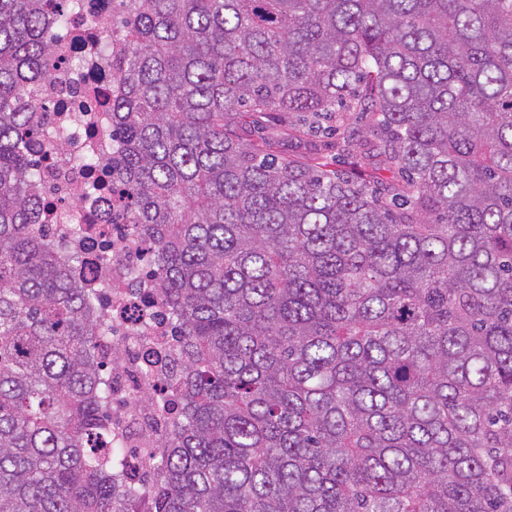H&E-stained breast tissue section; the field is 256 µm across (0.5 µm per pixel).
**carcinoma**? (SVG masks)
Returning <instances> with one entry per match:
<instances>
[{
	"label": "carcinoma",
	"instance_id": "carcinoma-1",
	"mask_svg": "<svg viewBox=\"0 0 512 512\" xmlns=\"http://www.w3.org/2000/svg\"><path fill=\"white\" fill-rule=\"evenodd\" d=\"M112 156L179 406L112 461L103 322L35 232L44 0H0V512H512V0H116ZM243 112H358L383 195ZM287 124V121L284 122L282 117L275 114L252 115L251 112H245L236 132L246 142L271 150L279 156L324 165L326 169L336 168L337 151L333 145L336 137L327 139L302 131L288 134L284 130V125ZM257 128L262 132L257 133ZM264 139L270 144V148L265 147Z\"/></svg>",
	"mask_w": 512,
	"mask_h": 512
}]
</instances>
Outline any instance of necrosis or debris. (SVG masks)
<instances>
[{
  "label": "necrosis or debris",
  "mask_w": 512,
  "mask_h": 512,
  "mask_svg": "<svg viewBox=\"0 0 512 512\" xmlns=\"http://www.w3.org/2000/svg\"><path fill=\"white\" fill-rule=\"evenodd\" d=\"M47 78L29 84L26 108L36 133L26 142L37 174L31 201L45 240L63 242L94 270L96 315L108 327L97 340L107 371L112 442L120 463L150 485L146 455L168 426L169 371L146 375L148 351L170 338L150 265L154 242L123 217L112 169V0H65L53 29Z\"/></svg>",
  "instance_id": "4bbe7bcc"
}]
</instances>
